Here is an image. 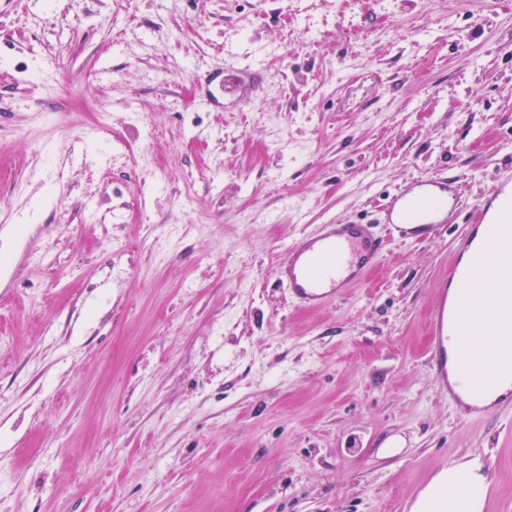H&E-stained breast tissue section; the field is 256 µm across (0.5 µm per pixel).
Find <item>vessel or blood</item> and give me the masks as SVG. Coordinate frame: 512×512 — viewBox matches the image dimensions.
Returning a JSON list of instances; mask_svg holds the SVG:
<instances>
[{
    "label": "vessel or blood",
    "mask_w": 512,
    "mask_h": 512,
    "mask_svg": "<svg viewBox=\"0 0 512 512\" xmlns=\"http://www.w3.org/2000/svg\"><path fill=\"white\" fill-rule=\"evenodd\" d=\"M447 179L415 180L392 197L387 222L400 239L428 238L455 221ZM386 240L360 220L320 225L288 247L278 279L295 307L316 311L344 298L382 261ZM481 324L483 345L467 338ZM427 366L463 421L512 412V177L488 189L477 217L455 239L453 263L430 326ZM440 496L449 512H493L492 484L474 491L468 471H454Z\"/></svg>",
    "instance_id": "vessel-or-blood-1"
}]
</instances>
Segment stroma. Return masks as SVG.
I'll use <instances>...</instances> for the list:
<instances>
[{
  "label": "stroma",
  "instance_id": "35a3bbf8",
  "mask_svg": "<svg viewBox=\"0 0 512 512\" xmlns=\"http://www.w3.org/2000/svg\"><path fill=\"white\" fill-rule=\"evenodd\" d=\"M508 174L512 0H0V512H405L478 454L512 512V424L426 367L452 234L318 311L277 280ZM457 215V197L448 178L415 180L393 195L385 224H391L401 240H419L453 224Z\"/></svg>",
  "mask_w": 512,
  "mask_h": 512
}]
</instances>
